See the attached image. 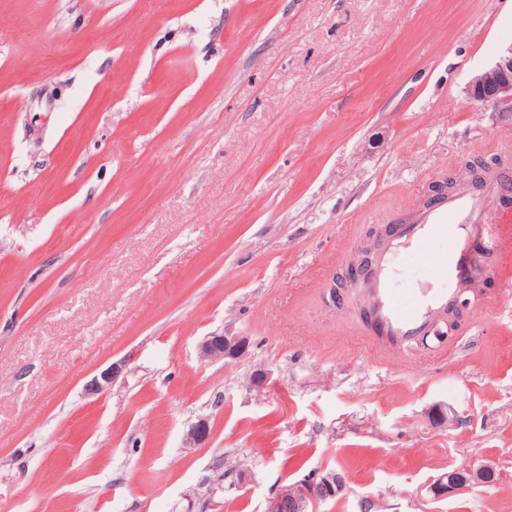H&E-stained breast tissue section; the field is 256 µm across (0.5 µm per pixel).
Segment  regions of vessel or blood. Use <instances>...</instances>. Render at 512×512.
<instances>
[{
  "mask_svg": "<svg viewBox=\"0 0 512 512\" xmlns=\"http://www.w3.org/2000/svg\"><path fill=\"white\" fill-rule=\"evenodd\" d=\"M512 171L448 194L432 207L417 197L390 220L376 259L360 279L365 327L375 345L425 335L458 288L475 279L489 252L512 260Z\"/></svg>",
  "mask_w": 512,
  "mask_h": 512,
  "instance_id": "b4317fda",
  "label": "vessel or blood"
}]
</instances>
